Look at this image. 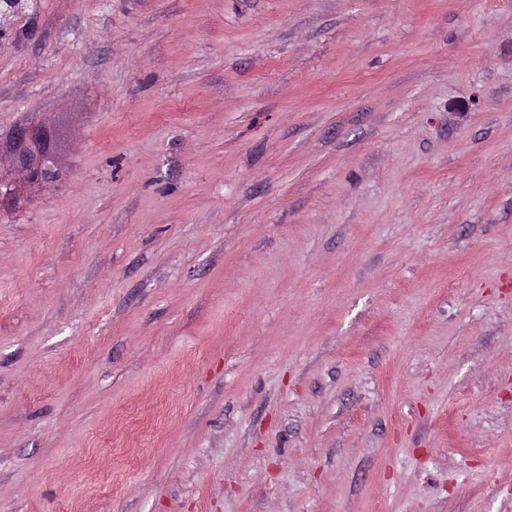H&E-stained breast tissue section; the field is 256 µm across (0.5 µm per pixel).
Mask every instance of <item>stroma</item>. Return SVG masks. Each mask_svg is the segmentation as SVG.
Wrapping results in <instances>:
<instances>
[{
	"mask_svg": "<svg viewBox=\"0 0 512 512\" xmlns=\"http://www.w3.org/2000/svg\"><path fill=\"white\" fill-rule=\"evenodd\" d=\"M45 112L0 512H512V0H36Z\"/></svg>",
	"mask_w": 512,
	"mask_h": 512,
	"instance_id": "obj_1",
	"label": "stroma"
}]
</instances>
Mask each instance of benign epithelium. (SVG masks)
I'll use <instances>...</instances> for the list:
<instances>
[{"mask_svg":"<svg viewBox=\"0 0 512 512\" xmlns=\"http://www.w3.org/2000/svg\"><path fill=\"white\" fill-rule=\"evenodd\" d=\"M59 174L55 126L37 118L16 126L0 150V214L18 209L26 188L54 183Z\"/></svg>","mask_w":512,"mask_h":512,"instance_id":"1","label":"benign epithelium"}]
</instances>
